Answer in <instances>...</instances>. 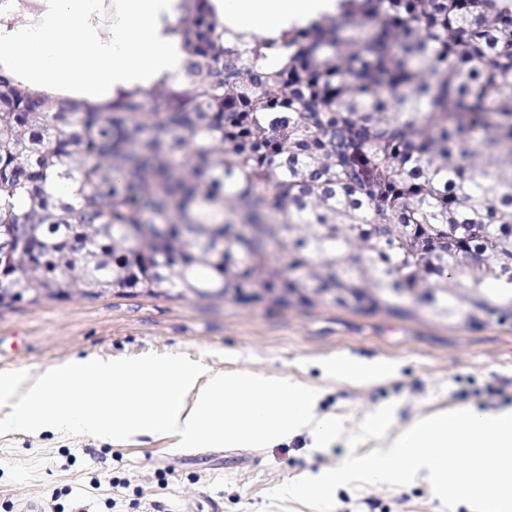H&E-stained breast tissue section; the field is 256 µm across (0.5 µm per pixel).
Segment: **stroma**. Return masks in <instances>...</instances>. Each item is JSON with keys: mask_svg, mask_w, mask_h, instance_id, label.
<instances>
[{"mask_svg": "<svg viewBox=\"0 0 512 512\" xmlns=\"http://www.w3.org/2000/svg\"><path fill=\"white\" fill-rule=\"evenodd\" d=\"M187 355L214 372L244 371L319 389V415L347 433L394 404L393 430L427 413L512 406V325L449 321L426 311L400 316L328 302H269L107 294L0 307V371L43 369L72 358ZM384 360L386 379L354 386L326 376L325 359ZM327 447L302 431L272 448L178 450L170 439L114 443L91 436L11 432L0 436V512L33 499L41 512H279L278 485L315 477L380 440ZM334 512L445 510L426 484L337 488Z\"/></svg>", "mask_w": 512, "mask_h": 512, "instance_id": "stroma-1", "label": "stroma"}]
</instances>
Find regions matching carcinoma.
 <instances>
[{"mask_svg": "<svg viewBox=\"0 0 512 512\" xmlns=\"http://www.w3.org/2000/svg\"><path fill=\"white\" fill-rule=\"evenodd\" d=\"M187 2L177 83L92 104L0 67V225H22L27 289L8 304L387 286L512 320V0H338L249 40Z\"/></svg>", "mask_w": 512, "mask_h": 512, "instance_id": "1", "label": "carcinoma"}]
</instances>
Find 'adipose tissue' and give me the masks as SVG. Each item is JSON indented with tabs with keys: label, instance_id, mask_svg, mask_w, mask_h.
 <instances>
[{
	"label": "adipose tissue",
	"instance_id": "obj_1",
	"mask_svg": "<svg viewBox=\"0 0 512 512\" xmlns=\"http://www.w3.org/2000/svg\"><path fill=\"white\" fill-rule=\"evenodd\" d=\"M219 26L266 36L336 10V0H211ZM31 27L0 24V64L30 84L104 102L177 80L183 0H42Z\"/></svg>",
	"mask_w": 512,
	"mask_h": 512
}]
</instances>
